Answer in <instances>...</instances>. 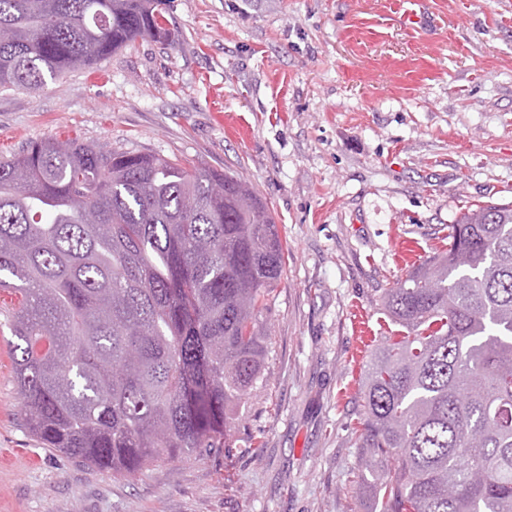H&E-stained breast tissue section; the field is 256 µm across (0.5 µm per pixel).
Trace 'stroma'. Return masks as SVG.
<instances>
[{
    "label": "stroma",
    "mask_w": 512,
    "mask_h": 512,
    "mask_svg": "<svg viewBox=\"0 0 512 512\" xmlns=\"http://www.w3.org/2000/svg\"><path fill=\"white\" fill-rule=\"evenodd\" d=\"M140 38L37 91H0V158L47 137L233 171L288 242L264 379L228 447L132 477L41 447L0 332V512H375L355 445L357 318L512 204V0H169Z\"/></svg>",
    "instance_id": "1"
}]
</instances>
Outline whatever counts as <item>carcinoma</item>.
<instances>
[{
  "mask_svg": "<svg viewBox=\"0 0 512 512\" xmlns=\"http://www.w3.org/2000/svg\"><path fill=\"white\" fill-rule=\"evenodd\" d=\"M164 0H0V89H41L138 38ZM383 289L401 334L361 380L376 512H512V205ZM285 246L239 174L47 138L0 161V290L26 429L134 475L224 447L262 376Z\"/></svg>",
  "mask_w": 512,
  "mask_h": 512,
  "instance_id": "obj_1",
  "label": "carcinoma"
}]
</instances>
